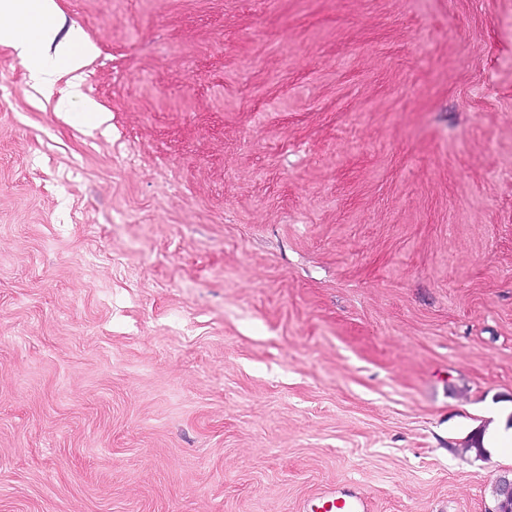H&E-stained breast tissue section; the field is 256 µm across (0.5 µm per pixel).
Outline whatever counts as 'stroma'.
<instances>
[{"instance_id":"1","label":"stroma","mask_w":512,"mask_h":512,"mask_svg":"<svg viewBox=\"0 0 512 512\" xmlns=\"http://www.w3.org/2000/svg\"><path fill=\"white\" fill-rule=\"evenodd\" d=\"M0 42V512H487L512 454V0H56ZM36 15L42 24L33 37L17 41L27 18ZM57 5L54 0H1L0 41L14 43L20 49V56L31 81L53 89L65 79L66 91L81 98L88 112H96L100 123L105 121L104 113L81 91L83 68L90 53V47L78 31L58 43L55 53L50 55L45 48L56 39ZM369 498L361 491L328 492L317 497L306 512H370Z\"/></svg>"}]
</instances>
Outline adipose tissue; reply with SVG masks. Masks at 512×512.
Wrapping results in <instances>:
<instances>
[{
    "instance_id": "obj_1",
    "label": "adipose tissue",
    "mask_w": 512,
    "mask_h": 512,
    "mask_svg": "<svg viewBox=\"0 0 512 512\" xmlns=\"http://www.w3.org/2000/svg\"><path fill=\"white\" fill-rule=\"evenodd\" d=\"M56 15L55 0H0V41L17 43L31 81L47 89L65 83L78 97L90 47L77 31L57 41Z\"/></svg>"
}]
</instances>
